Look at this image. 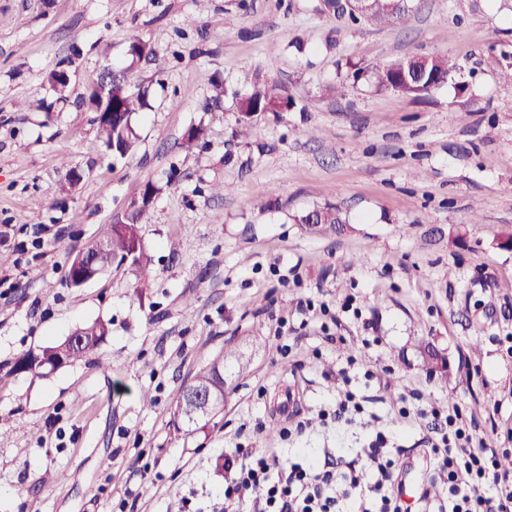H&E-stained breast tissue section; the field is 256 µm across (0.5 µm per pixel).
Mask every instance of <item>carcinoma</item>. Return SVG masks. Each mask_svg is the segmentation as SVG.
Instances as JSON below:
<instances>
[{"label": "carcinoma", "instance_id": "obj_1", "mask_svg": "<svg viewBox=\"0 0 512 512\" xmlns=\"http://www.w3.org/2000/svg\"><path fill=\"white\" fill-rule=\"evenodd\" d=\"M411 2L413 0H362L349 13V17L354 21L361 19L374 22L400 21L412 11ZM128 54L133 63L149 58L155 65H161V58L147 43L141 40H135L130 44ZM418 66L419 62L416 58L407 57L368 71L358 68L353 72V78L359 79L367 74L372 85L379 91L419 97L430 93V89L415 88L398 79L401 72L404 71L409 75ZM426 76L436 84L441 86L446 84L448 82L447 62L441 57L431 58L426 62ZM148 95V88L131 86L126 73L122 72L113 78L111 96L101 97L96 86L91 83L86 87L83 95L75 101V107L80 110L85 106L92 105L97 112L110 110L115 112L112 122L97 123L98 136L106 147L112 150V154L123 156L131 150L137 133L133 123L123 120L121 114L134 115L143 111L148 106ZM291 100L292 97L288 91L276 83L265 84L257 88L250 96L240 99L237 102V112L241 115L237 135L245 139L255 135L258 126L254 123L253 116L268 112H282L288 109ZM157 192L158 187L150 183L147 184L141 204L125 216L123 223L104 225L99 239L110 241V247L92 250L97 270L104 272L115 262H123L128 257L131 264L135 265L140 273L148 272L150 259L143 247L141 230L142 225L149 223L148 205L152 196ZM316 223L321 225L317 233L327 235L335 231V225L346 223V218L338 208L325 206L316 209ZM111 333L112 321L110 320L95 319L84 323L72 332V335L81 341V345L72 347L68 344V339L65 338L37 351H29L16 361L14 370L19 373L46 377L61 367L71 365L96 353ZM228 360L237 362V374L246 373L247 365L240 362L236 347L232 345L225 347L224 354L200 368L182 392L177 402V412L180 415L187 414L183 403L192 389L206 388L217 395L220 400L227 399L233 388L224 381V367L218 365V362Z\"/></svg>", "mask_w": 512, "mask_h": 512}]
</instances>
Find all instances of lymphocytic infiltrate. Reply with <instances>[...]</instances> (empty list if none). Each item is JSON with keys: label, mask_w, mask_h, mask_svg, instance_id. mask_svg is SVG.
Here are the masks:
<instances>
[{"label": "lymphocytic infiltrate", "mask_w": 512, "mask_h": 512, "mask_svg": "<svg viewBox=\"0 0 512 512\" xmlns=\"http://www.w3.org/2000/svg\"><path fill=\"white\" fill-rule=\"evenodd\" d=\"M322 405V427L343 426L365 410L366 396L351 388V377ZM396 413L407 422L431 420L425 441L427 483L442 482V496H420L419 512H512V430L480 427L464 408L424 402L420 391L399 396ZM509 447H499V440ZM405 451L382 429L355 458L282 461L271 452L235 444L224 453V505L220 512H410L401 496L396 469ZM253 497L242 501L241 489Z\"/></svg>", "instance_id": "1"}]
</instances>
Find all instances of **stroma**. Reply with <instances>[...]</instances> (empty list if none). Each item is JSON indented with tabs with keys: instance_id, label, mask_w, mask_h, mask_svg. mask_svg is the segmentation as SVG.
Masks as SVG:
<instances>
[{
	"instance_id": "stroma-1",
	"label": "stroma",
	"mask_w": 512,
	"mask_h": 512,
	"mask_svg": "<svg viewBox=\"0 0 512 512\" xmlns=\"http://www.w3.org/2000/svg\"><path fill=\"white\" fill-rule=\"evenodd\" d=\"M320 3L0 0V253L11 256L0 266V512H120L130 500L135 512L173 500L210 512L230 438L283 457L350 458L382 418L409 450L412 497L432 425L389 419L392 397L411 389L512 428V357L498 344L512 336V250L495 245L512 231V0H420L388 23H353ZM137 39L162 67L129 65ZM405 56L446 59L447 84L403 97L352 76L351 64ZM61 62L67 102L48 82ZM106 65L150 89L124 157L106 151L94 113L71 104ZM214 77L230 91L220 120L207 111ZM271 82L293 106L260 115L258 137H236L237 96ZM193 126L203 140L188 149ZM149 183L159 188L142 232L150 273L127 262L67 287L70 257ZM325 205L347 231L293 223ZM349 295L356 310L341 312ZM309 298L336 312L330 331L301 314ZM98 318L112 333L96 357L48 378L14 372L27 351ZM283 319L298 329L279 341ZM424 342L447 356L450 379L423 367ZM230 344L249 372L226 365L223 412L191 430L179 393ZM353 357L374 372L369 382L352 372L353 390L383 399L353 425L322 428L317 410ZM145 389L153 407L139 401ZM289 394L313 424L287 442L267 424Z\"/></svg>"
}]
</instances>
